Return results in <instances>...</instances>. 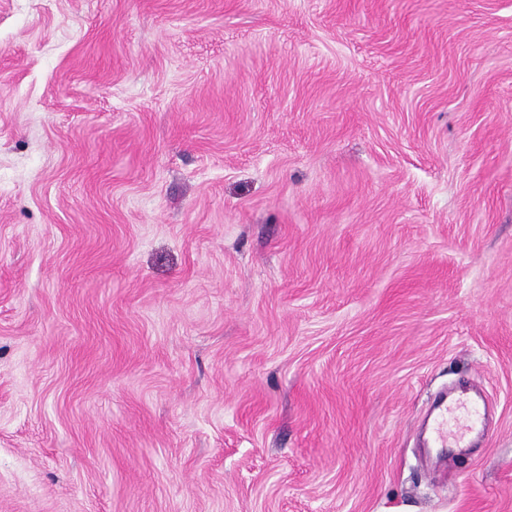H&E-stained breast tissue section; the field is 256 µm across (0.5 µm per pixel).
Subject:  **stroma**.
Instances as JSON below:
<instances>
[{
    "instance_id": "obj_1",
    "label": "stroma",
    "mask_w": 512,
    "mask_h": 512,
    "mask_svg": "<svg viewBox=\"0 0 512 512\" xmlns=\"http://www.w3.org/2000/svg\"><path fill=\"white\" fill-rule=\"evenodd\" d=\"M0 512H512V0H0ZM462 405L459 400L451 399L448 402L447 396L441 398V400L433 407L429 418H431L430 431L436 448H447L448 441L453 440L458 442L467 432H475L480 426L483 425V420L478 426L472 419H469L467 424L462 428L453 430L448 425V414L453 413Z\"/></svg>"
}]
</instances>
